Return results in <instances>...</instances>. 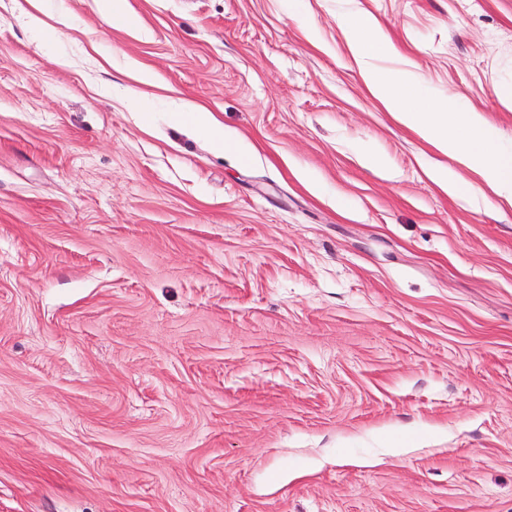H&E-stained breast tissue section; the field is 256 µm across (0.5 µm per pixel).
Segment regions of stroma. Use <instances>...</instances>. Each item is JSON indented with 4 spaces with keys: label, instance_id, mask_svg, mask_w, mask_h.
Wrapping results in <instances>:
<instances>
[{
    "label": "stroma",
    "instance_id": "obj_1",
    "mask_svg": "<svg viewBox=\"0 0 512 512\" xmlns=\"http://www.w3.org/2000/svg\"><path fill=\"white\" fill-rule=\"evenodd\" d=\"M125 5L0 0V512H512V206L344 28L512 145V0ZM349 45L356 58L365 62L392 52L378 22L368 15H357L349 23ZM432 175L450 195L477 196L483 194L479 181L459 178L455 172L445 166L435 167Z\"/></svg>",
    "mask_w": 512,
    "mask_h": 512
}]
</instances>
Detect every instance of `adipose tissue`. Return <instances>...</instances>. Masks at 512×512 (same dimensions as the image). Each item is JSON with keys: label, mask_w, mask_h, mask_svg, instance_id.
Returning <instances> with one entry per match:
<instances>
[{"label": "adipose tissue", "mask_w": 512, "mask_h": 512, "mask_svg": "<svg viewBox=\"0 0 512 512\" xmlns=\"http://www.w3.org/2000/svg\"><path fill=\"white\" fill-rule=\"evenodd\" d=\"M348 33L352 53L366 63L363 80L385 111L437 151L474 173L475 178L470 181L457 177L447 167H435L432 175L448 194L477 196L487 186L512 204V147L500 143L479 113L462 110L455 97L423 101L408 76L369 67L370 59L392 51L374 18L355 16Z\"/></svg>", "instance_id": "adipose-tissue-1"}]
</instances>
